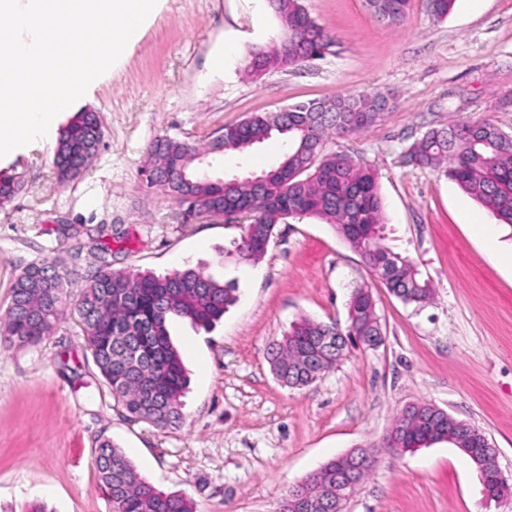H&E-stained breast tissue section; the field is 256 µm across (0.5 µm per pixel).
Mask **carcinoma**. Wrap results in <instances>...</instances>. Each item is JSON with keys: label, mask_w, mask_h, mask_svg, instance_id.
Instances as JSON below:
<instances>
[{"label": "carcinoma", "mask_w": 512, "mask_h": 512, "mask_svg": "<svg viewBox=\"0 0 512 512\" xmlns=\"http://www.w3.org/2000/svg\"><path fill=\"white\" fill-rule=\"evenodd\" d=\"M278 19L288 25V47H255L248 68L259 74L271 66L290 68L316 58L328 45L329 34L312 18L300 0H279ZM414 0H367L371 13L388 25L401 24ZM455 0H425L432 16H448ZM391 107V98L366 92L335 99L299 103L286 112H255L240 122L224 126V143L193 145L175 137H160L147 151L150 168L174 172L162 189L180 201L188 198H224V213L236 215L253 232L255 244L240 251L238 242L228 254L240 262H256L266 253L265 243L278 224L290 219L315 218L331 225L360 255L390 293L406 304L430 301L435 289L424 280L408 257L383 244L386 224L377 176L368 166L342 154H327L325 143L375 124ZM99 126L95 112H82L60 135L56 147V174L69 181L63 168L73 143ZM273 136L288 142L280 164L265 172V182L250 177L219 183L201 175L199 157L219 152H246ZM96 150L76 156L85 169ZM414 164L441 170L469 197L487 207L502 224L512 226V136L487 121L464 120L428 129L408 149ZM66 283L55 266L33 262L16 276L7 308L0 316V340L11 347L37 345L51 336L68 312ZM237 301V288L220 283L194 269L165 276L150 272L112 269L106 257L85 280L73 308L96 363L115 403L128 417L165 430L183 419L182 397L187 377L180 354L170 341L168 321L189 320L206 331L212 329ZM383 336L370 287L357 285L348 300V324L301 318L294 322L271 351L275 377L290 388L316 381L342 359L348 343ZM445 440L470 448L481 457L488 439L478 429L428 403L413 404V413L402 409L386 438L395 452ZM96 466L101 487L112 512H195L189 498L167 493L140 475L116 445L98 446ZM375 466L366 449L341 464L331 460L289 490L279 512H336L330 496L336 489L351 497ZM490 499L512 494V484L489 467L480 470Z\"/></svg>", "instance_id": "obj_1"}]
</instances>
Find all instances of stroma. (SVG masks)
I'll return each mask as SVG.
<instances>
[{
    "instance_id": "35a3bbf8",
    "label": "stroma",
    "mask_w": 512,
    "mask_h": 512,
    "mask_svg": "<svg viewBox=\"0 0 512 512\" xmlns=\"http://www.w3.org/2000/svg\"><path fill=\"white\" fill-rule=\"evenodd\" d=\"M301 3L331 37L324 56L249 78L252 46L284 35L267 0H163L133 54L80 102L102 123L88 168L59 182L56 145L43 138L0 163V178L19 181L0 203V312L21 269L42 260L75 302L104 246L116 270L196 268L238 289L212 330L181 318L168 324L189 376L176 428L126 418L74 315L38 345L0 346V512H111L94 465L106 440L155 486L190 497L196 512H278L310 473L365 447L377 465L344 512H512V496L487 500L476 466L453 444L399 455L383 446L397 413L427 402L484 433L512 481V274L487 258L472 227L495 224L507 247L512 228L443 173L405 161L424 132L443 124L486 120L512 136V0H456L443 20L415 0L398 26L378 22L366 0ZM219 54L224 67L215 72ZM353 92H389L395 104L325 150L375 170L387 246L435 288L421 307L389 293L313 218L278 225L258 263L235 262L224 250L240 223L187 217L144 174L156 138L204 143L247 114ZM282 156L269 139L225 152L206 173L241 178ZM361 283L376 302L381 345L349 348L309 386L280 385L270 371L273 344L302 317L346 323Z\"/></svg>"
}]
</instances>
